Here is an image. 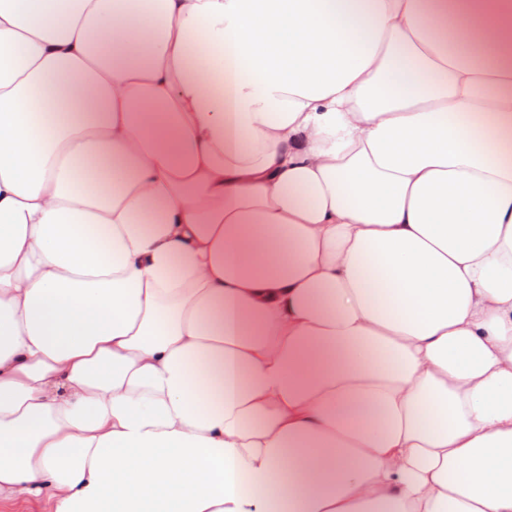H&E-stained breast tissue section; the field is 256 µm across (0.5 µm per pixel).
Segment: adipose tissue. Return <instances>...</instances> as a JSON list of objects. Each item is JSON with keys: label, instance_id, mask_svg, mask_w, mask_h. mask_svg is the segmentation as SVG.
Returning a JSON list of instances; mask_svg holds the SVG:
<instances>
[{"label": "adipose tissue", "instance_id": "obj_1", "mask_svg": "<svg viewBox=\"0 0 512 512\" xmlns=\"http://www.w3.org/2000/svg\"><path fill=\"white\" fill-rule=\"evenodd\" d=\"M512 512V0H0V503Z\"/></svg>", "mask_w": 512, "mask_h": 512}]
</instances>
